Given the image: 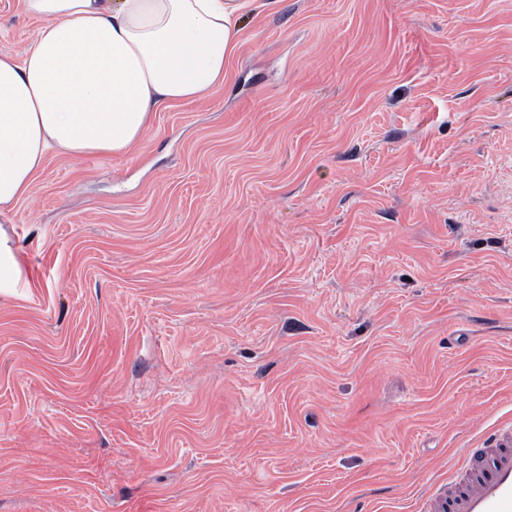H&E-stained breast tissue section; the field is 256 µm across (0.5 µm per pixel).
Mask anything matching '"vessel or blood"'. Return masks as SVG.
Returning <instances> with one entry per match:
<instances>
[{"label": "vessel or blood", "mask_w": 512, "mask_h": 512, "mask_svg": "<svg viewBox=\"0 0 512 512\" xmlns=\"http://www.w3.org/2000/svg\"><path fill=\"white\" fill-rule=\"evenodd\" d=\"M431 501V512L447 505V512H512V434L492 448L470 449L460 476Z\"/></svg>", "instance_id": "b4317fda"}]
</instances>
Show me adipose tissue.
Masks as SVG:
<instances>
[{"label":"adipose tissue","mask_w":512,"mask_h":512,"mask_svg":"<svg viewBox=\"0 0 512 512\" xmlns=\"http://www.w3.org/2000/svg\"><path fill=\"white\" fill-rule=\"evenodd\" d=\"M41 26L0 54V293L26 284L8 224L49 151H127L159 105L224 80L248 0H21Z\"/></svg>","instance_id":"ef3b65f1"}]
</instances>
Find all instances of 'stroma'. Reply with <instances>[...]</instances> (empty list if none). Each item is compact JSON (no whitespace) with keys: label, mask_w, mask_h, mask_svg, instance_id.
<instances>
[{"label":"stroma","mask_w":512,"mask_h":512,"mask_svg":"<svg viewBox=\"0 0 512 512\" xmlns=\"http://www.w3.org/2000/svg\"><path fill=\"white\" fill-rule=\"evenodd\" d=\"M10 218L0 512H427L512 432V0H255Z\"/></svg>","instance_id":"stroma-1"}]
</instances>
